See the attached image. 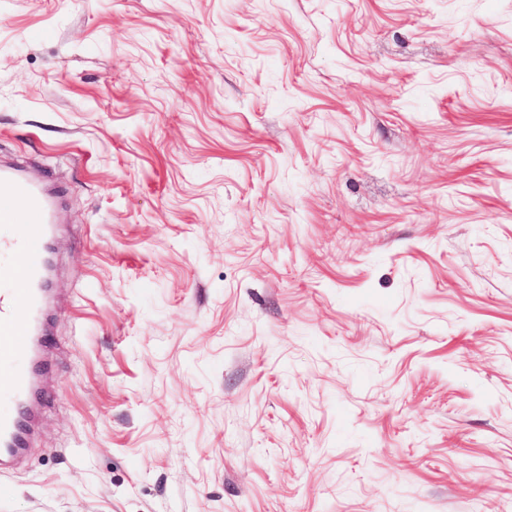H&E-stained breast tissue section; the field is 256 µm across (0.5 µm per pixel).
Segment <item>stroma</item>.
Instances as JSON below:
<instances>
[{
	"label": "stroma",
	"instance_id": "stroma-1",
	"mask_svg": "<svg viewBox=\"0 0 512 512\" xmlns=\"http://www.w3.org/2000/svg\"><path fill=\"white\" fill-rule=\"evenodd\" d=\"M64 188L0 512H512V0H0Z\"/></svg>",
	"mask_w": 512,
	"mask_h": 512
}]
</instances>
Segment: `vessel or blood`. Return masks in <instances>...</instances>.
<instances>
[{
    "mask_svg": "<svg viewBox=\"0 0 512 512\" xmlns=\"http://www.w3.org/2000/svg\"><path fill=\"white\" fill-rule=\"evenodd\" d=\"M57 220L49 184L0 167V465L28 445L50 282L47 252ZM22 232L11 233L17 223Z\"/></svg>",
    "mask_w": 512,
    "mask_h": 512,
    "instance_id": "1",
    "label": "vessel or blood"
}]
</instances>
